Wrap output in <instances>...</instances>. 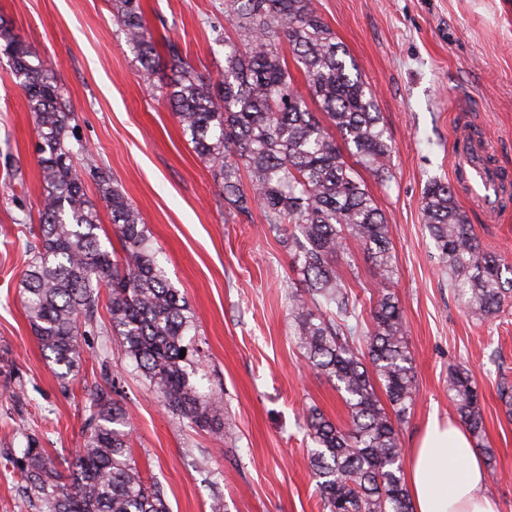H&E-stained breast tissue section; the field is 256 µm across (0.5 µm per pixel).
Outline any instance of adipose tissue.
<instances>
[{
    "label": "adipose tissue",
    "mask_w": 512,
    "mask_h": 512,
    "mask_svg": "<svg viewBox=\"0 0 512 512\" xmlns=\"http://www.w3.org/2000/svg\"><path fill=\"white\" fill-rule=\"evenodd\" d=\"M489 472L466 428L430 419L411 451L407 487L414 512H500Z\"/></svg>",
    "instance_id": "ef3b65f1"
}]
</instances>
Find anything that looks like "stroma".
I'll use <instances>...</instances> for the list:
<instances>
[{
    "label": "stroma",
    "instance_id": "stroma-1",
    "mask_svg": "<svg viewBox=\"0 0 512 512\" xmlns=\"http://www.w3.org/2000/svg\"><path fill=\"white\" fill-rule=\"evenodd\" d=\"M156 48L141 63L112 17V0H0V17L55 65L80 142L112 173L141 213L170 281L196 315L195 376L220 399L223 436L173 416L125 358L98 308L102 332L82 338L84 359L64 381L32 333L22 278L35 239L42 186L37 135L24 89L0 59V459L21 458L29 441L68 459L86 438V385L110 378L131 421V449L146 481L164 489L171 512H323L303 425L306 408L347 420L339 392L311 370L296 345L288 295L297 275L288 245L259 208L229 215L224 195L182 133L169 99L168 43L195 71L224 70V0H140ZM372 91L393 147L394 178L368 180L393 246L381 276L356 246L336 268L361 313L383 288L399 298L418 398L402 423L403 450L428 420L453 413L448 366L467 367L478 386L488 492L512 512V423L498 397L512 382V302L480 320L448 284L423 219V191L450 180L457 125L479 124L492 160L512 170V0H314ZM475 233L512 266V201L489 218L460 201Z\"/></svg>",
    "mask_w": 512,
    "mask_h": 512
}]
</instances>
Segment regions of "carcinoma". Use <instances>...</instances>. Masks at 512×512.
Segmentation results:
<instances>
[{"instance_id":"cac0c4a2","label":"carcinoma","mask_w":512,"mask_h":512,"mask_svg":"<svg viewBox=\"0 0 512 512\" xmlns=\"http://www.w3.org/2000/svg\"><path fill=\"white\" fill-rule=\"evenodd\" d=\"M112 12L149 79L154 43L139 0H112ZM224 22L235 37L224 35L219 81H205L172 44L169 97L193 151L222 184L229 213L248 217L257 202L271 231H288L303 281L291 295L294 339L309 366L335 382L349 413L342 426L315 408L304 416L323 510L413 512L395 426L417 397L402 310L384 292L370 308L371 328L360 330L359 300L336 270L349 241L381 271L391 268L388 224L361 175L382 184L393 179L392 145L374 95L313 0H224ZM282 40L305 79V95L279 52ZM0 55L26 91L41 143L43 206L29 226L37 244L22 281L33 334L61 377L78 372L80 324L92 323L106 286L112 334L125 357L172 414L224 434L220 401L204 395L190 371L200 353L187 340L195 314L159 265L139 211L79 144L53 65L1 19ZM310 99L322 115L310 110ZM84 175L110 209L118 249L102 242ZM422 210L455 293L475 316L497 314L512 297V278L502 277L499 256L469 224L454 187L430 181ZM86 394L87 439L75 453L70 484L61 482L45 449L33 441L25 448L19 469L30 512H169L164 490L147 484L135 464L127 409L98 385ZM448 394L460 422L482 439L479 391L465 368L448 367Z\"/></svg>"}]
</instances>
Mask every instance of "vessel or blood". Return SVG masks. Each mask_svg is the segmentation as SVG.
Segmentation results:
<instances>
[{
  "mask_svg": "<svg viewBox=\"0 0 512 512\" xmlns=\"http://www.w3.org/2000/svg\"><path fill=\"white\" fill-rule=\"evenodd\" d=\"M486 140L471 129L458 130L455 138L454 181L461 193L488 213L498 212L505 202L512 172L489 160Z\"/></svg>",
  "mask_w": 512,
  "mask_h": 512,
  "instance_id": "vessel-or-blood-1",
  "label": "vessel or blood"
}]
</instances>
